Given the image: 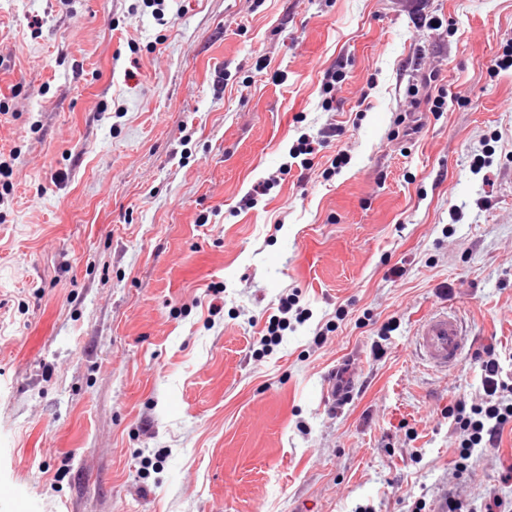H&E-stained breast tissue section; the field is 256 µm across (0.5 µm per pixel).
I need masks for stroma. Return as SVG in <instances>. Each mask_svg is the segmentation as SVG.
I'll list each match as a JSON object with an SVG mask.
<instances>
[{"instance_id": "stroma-1", "label": "stroma", "mask_w": 512, "mask_h": 512, "mask_svg": "<svg viewBox=\"0 0 512 512\" xmlns=\"http://www.w3.org/2000/svg\"><path fill=\"white\" fill-rule=\"evenodd\" d=\"M148 2L0 0V512L512 498V432L460 477L444 417L480 397L475 351L512 370V0ZM295 290L311 318L263 349ZM446 304L473 351L438 372L414 334ZM341 130H336V127H327L321 129L316 137L304 136L298 140L296 145H293L289 151L288 155L293 160L289 165L291 169L292 164H297V166L301 170H311L313 163V154L319 152L321 148L328 146L331 138L340 136Z\"/></svg>"}]
</instances>
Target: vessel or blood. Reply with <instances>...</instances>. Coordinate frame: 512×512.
<instances>
[{
	"label": "vessel or blood",
	"instance_id": "vessel-or-blood-1",
	"mask_svg": "<svg viewBox=\"0 0 512 512\" xmlns=\"http://www.w3.org/2000/svg\"><path fill=\"white\" fill-rule=\"evenodd\" d=\"M414 343L422 358L434 368H454L468 348L460 314L451 307L436 310L418 325Z\"/></svg>",
	"mask_w": 512,
	"mask_h": 512
}]
</instances>
